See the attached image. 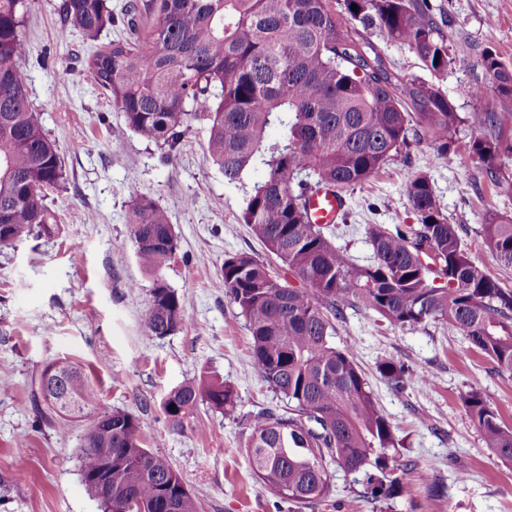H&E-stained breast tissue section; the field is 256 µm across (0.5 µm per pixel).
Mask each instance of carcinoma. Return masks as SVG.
I'll return each mask as SVG.
<instances>
[{"mask_svg":"<svg viewBox=\"0 0 512 512\" xmlns=\"http://www.w3.org/2000/svg\"><path fill=\"white\" fill-rule=\"evenodd\" d=\"M28 8L29 0H0V249L52 235L56 217L44 187L66 180L56 143L30 111L22 64ZM59 11L61 36L76 31L89 44L83 68L132 132L171 146L203 123L205 150L226 180L263 172L240 219L300 285L249 253L224 258V291L245 321L253 365L287 400L282 411L264 409L251 419L246 452L257 480L299 509L326 498L332 465L347 474L374 468L380 476L368 482L376 496L405 491L387 479L402 440L352 349L332 342L336 322L358 308L394 327L446 325L512 374V289L471 260L425 168L405 186L418 223L369 225L367 265L333 243L329 225L310 223L307 198L362 185L411 137L431 143L429 165L457 156L462 117L439 77L461 59L449 55L430 0H343L338 9L330 0H131L127 35L107 41L102 34L116 22L108 0H62ZM374 31L412 50L429 78L395 73L367 37ZM482 64L502 109L485 113L486 132L470 150L495 187L512 188L500 177V160L512 156L505 136L512 70L490 50ZM126 222L137 260L153 276L146 335H172L186 320L188 300L162 276L177 247L169 215L141 196ZM480 236L512 266V217L490 216ZM379 372L396 388L405 383L406 370L393 358ZM38 394L63 434L74 419L93 416L79 458L101 512H127L132 502L143 512H199L171 463L144 447L139 418L101 405L81 368L48 363ZM236 403L230 386L201 375L171 390L163 411L169 430L181 432L198 407L226 415ZM462 404L486 447L511 464L512 427L483 390L471 388ZM107 461L112 479L101 484L94 475Z\"/></svg>","mask_w":512,"mask_h":512,"instance_id":"cac0c4a2","label":"carcinoma"}]
</instances>
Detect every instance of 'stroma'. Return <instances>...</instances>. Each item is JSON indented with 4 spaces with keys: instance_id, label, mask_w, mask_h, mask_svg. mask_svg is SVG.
<instances>
[{
    "instance_id": "35a3bbf8",
    "label": "stroma",
    "mask_w": 512,
    "mask_h": 512,
    "mask_svg": "<svg viewBox=\"0 0 512 512\" xmlns=\"http://www.w3.org/2000/svg\"><path fill=\"white\" fill-rule=\"evenodd\" d=\"M59 2L29 4L26 71L31 108L56 142L67 174L63 189L47 199L60 232L0 250V475L12 484L0 512H100L79 467L88 421L73 423L64 434L36 422L33 382L60 358L85 369L103 403L140 419L143 443L168 458L198 497L200 512H296L256 480L245 453L253 414L284 404L255 370L245 322L224 292L225 255L267 257L240 221L247 186L228 182L206 154L205 125L193 124L172 148L128 129L82 73L88 48L81 37L60 41ZM437 21L450 54L469 60L441 78L463 118L459 154L454 163L429 166L430 145L411 142L347 192L334 242L356 264H369L368 225L416 223L405 183L425 167L471 260L512 288V267L502 265L479 235L487 214L512 215V194L496 190L470 151L471 141L484 133L481 117L500 108L481 64L483 51L496 52L512 68V0H452L449 14ZM477 86L483 98L473 96ZM140 196L169 214L177 248L163 276L190 300L182 328L156 339L144 330L153 280L137 261L126 224L128 208ZM333 341L352 347L379 409L403 439L393 475L409 490L376 499L365 473L338 470L329 497L304 512H512V464L486 448L461 402L471 386H480L512 426V374L499 372L454 330L439 324L393 327L362 309L347 311ZM386 358L413 373L431 370L433 385L391 387L377 370ZM202 374L235 390V411L224 415L202 406L183 432H169L165 396ZM452 455L465 476L449 468Z\"/></svg>"
}]
</instances>
